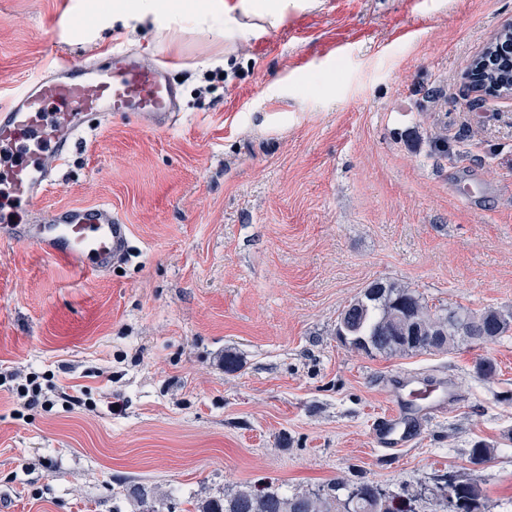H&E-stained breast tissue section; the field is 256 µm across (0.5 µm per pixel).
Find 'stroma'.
<instances>
[{
	"label": "stroma",
	"instance_id": "1",
	"mask_svg": "<svg viewBox=\"0 0 512 512\" xmlns=\"http://www.w3.org/2000/svg\"><path fill=\"white\" fill-rule=\"evenodd\" d=\"M110 6L0 0V104L55 50L161 56L181 79L167 133L113 116L38 202L111 206L132 231L115 269L0 241V512H188L340 478L443 512L448 472L512 512V331L397 356L336 336L376 282L512 311V101L475 100L462 79L512 0H308L250 40L126 29ZM14 373L88 401L17 414ZM402 378L445 390L446 410L392 452L372 424ZM479 442L494 455L475 465Z\"/></svg>",
	"mask_w": 512,
	"mask_h": 512
}]
</instances>
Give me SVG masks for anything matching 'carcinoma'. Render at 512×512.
I'll return each instance as SVG.
<instances>
[{
  "instance_id": "cac0c4a2",
  "label": "carcinoma",
  "mask_w": 512,
  "mask_h": 512,
  "mask_svg": "<svg viewBox=\"0 0 512 512\" xmlns=\"http://www.w3.org/2000/svg\"><path fill=\"white\" fill-rule=\"evenodd\" d=\"M512 329V312L487 309L433 311L415 291L377 282L344 307L336 336L367 355L441 350L460 341L487 343ZM438 489L448 512H490V500L475 481L447 473ZM196 512H408L373 481L330 482L324 493L288 496L270 486H250L231 496L208 499Z\"/></svg>"
}]
</instances>
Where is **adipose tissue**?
Instances as JSON below:
<instances>
[{"instance_id": "ef3b65f1", "label": "adipose tissue", "mask_w": 512, "mask_h": 512, "mask_svg": "<svg viewBox=\"0 0 512 512\" xmlns=\"http://www.w3.org/2000/svg\"><path fill=\"white\" fill-rule=\"evenodd\" d=\"M290 0H112V20L131 27L187 23L200 31H215L243 39L256 38L278 27Z\"/></svg>"}]
</instances>
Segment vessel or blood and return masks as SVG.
Listing matches in <instances>:
<instances>
[{
  "instance_id": "obj_1",
  "label": "vessel or blood",
  "mask_w": 512,
  "mask_h": 512,
  "mask_svg": "<svg viewBox=\"0 0 512 512\" xmlns=\"http://www.w3.org/2000/svg\"><path fill=\"white\" fill-rule=\"evenodd\" d=\"M178 108V88L164 61L148 63L131 51L75 65L60 59L0 106V232L52 259L94 276L126 252L129 225L106 205L32 209L67 163L83 134L112 115L164 131ZM443 399L419 393L409 404L392 393L389 410L372 427L377 447H406L413 428L443 408Z\"/></svg>"
}]
</instances>
